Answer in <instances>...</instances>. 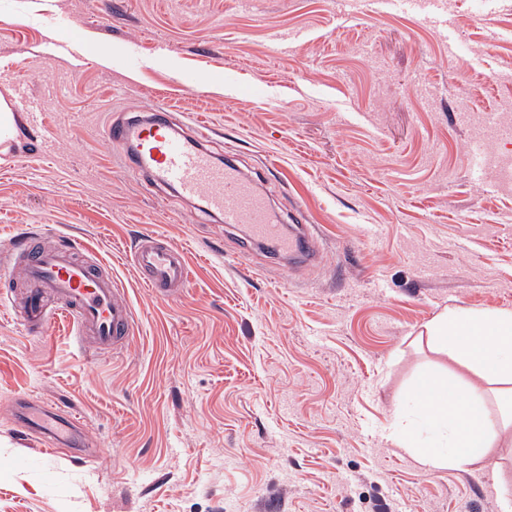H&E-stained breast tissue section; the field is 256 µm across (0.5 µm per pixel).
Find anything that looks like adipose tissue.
<instances>
[{"label":"adipose tissue","instance_id":"ef3b65f1","mask_svg":"<svg viewBox=\"0 0 512 512\" xmlns=\"http://www.w3.org/2000/svg\"><path fill=\"white\" fill-rule=\"evenodd\" d=\"M429 333L442 338L449 357L477 380L462 392L433 377L423 380L417 400L438 429L437 443L420 444L398 421L389 436L429 471L493 465L495 441L512 432V310L454 308L438 316Z\"/></svg>","mask_w":512,"mask_h":512}]
</instances>
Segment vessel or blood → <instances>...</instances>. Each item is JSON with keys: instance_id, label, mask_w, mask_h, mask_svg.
I'll return each instance as SVG.
<instances>
[{"instance_id": "1", "label": "vessel or blood", "mask_w": 512, "mask_h": 512, "mask_svg": "<svg viewBox=\"0 0 512 512\" xmlns=\"http://www.w3.org/2000/svg\"><path fill=\"white\" fill-rule=\"evenodd\" d=\"M208 137L205 123H196L192 135L186 136L159 114L145 121L126 120L108 130L109 140L134 157L140 172L154 183L174 187L182 197L201 200L225 225H247L254 240L273 242L284 255L314 248L303 213H295L296 228L288 233L272 223L266 196L244 176L233 154L215 159L205 146ZM11 248L15 257L0 262V279L25 281L27 323L39 326L50 317L62 316L80 338L89 339L101 352L120 350L130 342L136 324L134 309L111 271L91 259L82 245L68 239L44 250L34 247L32 236L25 234L15 238ZM132 260L153 295H171L188 283L184 253L155 233L139 236ZM12 413L23 437L69 447L73 458H83L75 416L24 399L13 406Z\"/></svg>"}]
</instances>
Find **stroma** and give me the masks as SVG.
Returning a JSON list of instances; mask_svg holds the SVG:
<instances>
[{"label":"stroma","instance_id":"stroma-1","mask_svg":"<svg viewBox=\"0 0 512 512\" xmlns=\"http://www.w3.org/2000/svg\"><path fill=\"white\" fill-rule=\"evenodd\" d=\"M440 33L367 0H0V253L33 233L112 266L136 314L117 353L0 301V512H512L497 470L425 472L386 439L426 431V376L458 380L427 327L512 309V188L479 179L476 115L512 106V0H449ZM285 53H275L272 34ZM164 110L210 128L280 224L304 208L320 258L254 248L197 201L152 187L105 135ZM184 250L191 278L154 298L138 235ZM19 398L82 420L84 460L22 440Z\"/></svg>","mask_w":512,"mask_h":512}]
</instances>
